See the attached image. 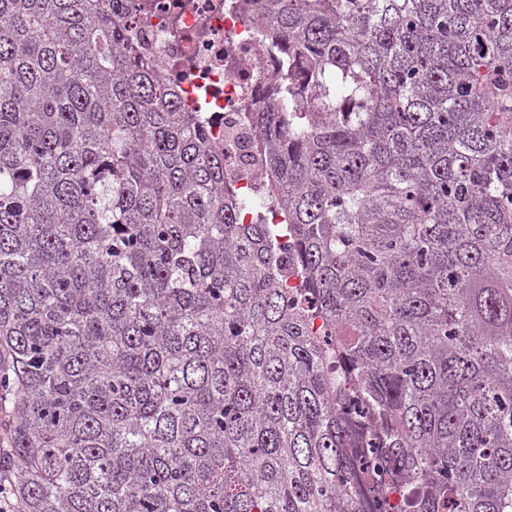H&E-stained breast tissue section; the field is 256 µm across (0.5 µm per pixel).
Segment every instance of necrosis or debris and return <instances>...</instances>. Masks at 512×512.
<instances>
[{
  "label": "necrosis or debris",
  "mask_w": 512,
  "mask_h": 512,
  "mask_svg": "<svg viewBox=\"0 0 512 512\" xmlns=\"http://www.w3.org/2000/svg\"><path fill=\"white\" fill-rule=\"evenodd\" d=\"M126 24L145 62L179 90L192 109L205 106L224 167L236 169L242 155L261 156L263 137L251 129L239 142L225 132L227 121L272 104L278 60L265 48L254 23L257 0H124ZM349 431L359 512H414L402 487L405 474L383 448L368 447L379 420L366 414L359 396L340 407Z\"/></svg>",
  "instance_id": "4bbe7bcc"
}]
</instances>
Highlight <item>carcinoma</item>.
Returning a JSON list of instances; mask_svg holds the SVG:
<instances>
[{"label": "carcinoma", "mask_w": 512, "mask_h": 512, "mask_svg": "<svg viewBox=\"0 0 512 512\" xmlns=\"http://www.w3.org/2000/svg\"><path fill=\"white\" fill-rule=\"evenodd\" d=\"M117 0H0V471L23 512H357L352 382L429 491L512 512V0H264L268 190ZM354 336L346 369L280 283ZM231 184L234 185L235 189L251 199L263 197L267 190L265 176L258 168L253 169Z\"/></svg>", "instance_id": "obj_1"}]
</instances>
